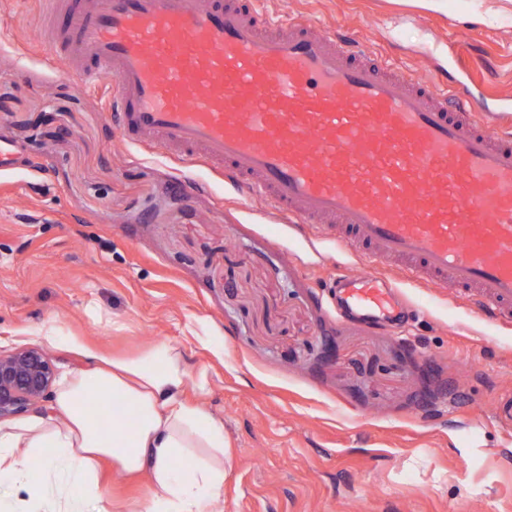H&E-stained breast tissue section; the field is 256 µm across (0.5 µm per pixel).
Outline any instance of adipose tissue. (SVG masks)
I'll return each instance as SVG.
<instances>
[{"label": "adipose tissue", "mask_w": 512, "mask_h": 512, "mask_svg": "<svg viewBox=\"0 0 512 512\" xmlns=\"http://www.w3.org/2000/svg\"><path fill=\"white\" fill-rule=\"evenodd\" d=\"M38 339L91 359L63 369L50 413L0 422V483L22 490L0 512H109L104 464L145 476L142 512H216L223 489L224 425L185 399L208 390L206 372L190 376L179 346L152 343L133 357L91 348L53 327Z\"/></svg>", "instance_id": "1"}]
</instances>
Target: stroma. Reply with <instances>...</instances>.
<instances>
[{
  "instance_id": "1",
  "label": "stroma",
  "mask_w": 512,
  "mask_h": 512,
  "mask_svg": "<svg viewBox=\"0 0 512 512\" xmlns=\"http://www.w3.org/2000/svg\"><path fill=\"white\" fill-rule=\"evenodd\" d=\"M258 8L512 113V0ZM41 18L38 0H0V137L23 157L0 177V352L46 324L117 355L178 344L224 422L220 512H512V425L492 413L512 326L406 282L398 321L340 312L330 279L354 256L123 141L104 93L44 51ZM103 481L112 512L147 497L145 480Z\"/></svg>"
}]
</instances>
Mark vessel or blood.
<instances>
[{
    "label": "vessel or blood",
    "instance_id": "vessel-or-blood-1",
    "mask_svg": "<svg viewBox=\"0 0 512 512\" xmlns=\"http://www.w3.org/2000/svg\"><path fill=\"white\" fill-rule=\"evenodd\" d=\"M42 40L112 85L122 139L201 165L350 248L336 305L390 319L387 270L512 325V127L253 0H45Z\"/></svg>",
    "mask_w": 512,
    "mask_h": 512
}]
</instances>
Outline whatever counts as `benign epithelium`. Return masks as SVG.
<instances>
[{
	"mask_svg": "<svg viewBox=\"0 0 512 512\" xmlns=\"http://www.w3.org/2000/svg\"><path fill=\"white\" fill-rule=\"evenodd\" d=\"M54 381L52 361L34 347L0 354V419L22 415L47 399Z\"/></svg>",
	"mask_w": 512,
	"mask_h": 512,
	"instance_id": "7a95c632",
	"label": "benign epithelium"
}]
</instances>
